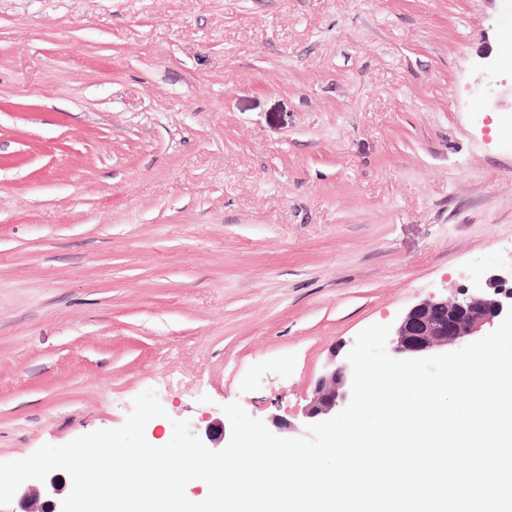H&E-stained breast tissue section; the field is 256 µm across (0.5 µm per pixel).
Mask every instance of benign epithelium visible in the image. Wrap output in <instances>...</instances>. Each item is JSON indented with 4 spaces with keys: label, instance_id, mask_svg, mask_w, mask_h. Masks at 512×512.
Listing matches in <instances>:
<instances>
[{
    "label": "benign epithelium",
    "instance_id": "7a95c632",
    "mask_svg": "<svg viewBox=\"0 0 512 512\" xmlns=\"http://www.w3.org/2000/svg\"><path fill=\"white\" fill-rule=\"evenodd\" d=\"M512 307V285L492 276L486 287L448 302L424 299L413 306L388 336L392 352L398 357L424 355L435 350L459 346L485 326L501 322ZM350 368L341 364L321 375L312 397L304 409L308 420H324L336 413L349 400ZM57 486L44 490V498L32 499L27 512H62Z\"/></svg>",
    "mask_w": 512,
    "mask_h": 512
}]
</instances>
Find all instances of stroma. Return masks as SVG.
Returning <instances> with one entry per match:
<instances>
[{"instance_id": "obj_1", "label": "stroma", "mask_w": 512, "mask_h": 512, "mask_svg": "<svg viewBox=\"0 0 512 512\" xmlns=\"http://www.w3.org/2000/svg\"><path fill=\"white\" fill-rule=\"evenodd\" d=\"M512 0H0V462L154 390L289 422L512 276ZM350 368L346 364L326 371L313 388L312 397L304 409L308 420H324L336 413L349 400Z\"/></svg>"}]
</instances>
